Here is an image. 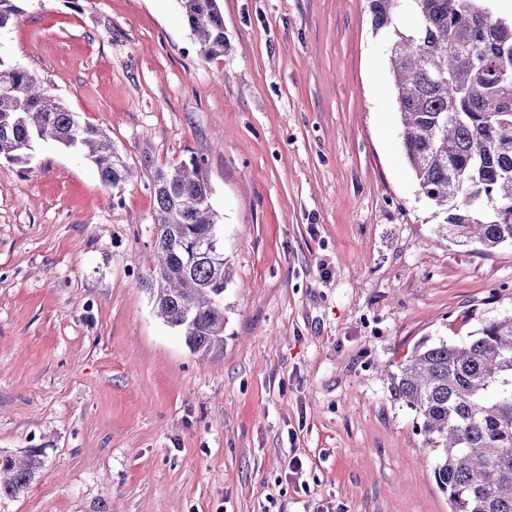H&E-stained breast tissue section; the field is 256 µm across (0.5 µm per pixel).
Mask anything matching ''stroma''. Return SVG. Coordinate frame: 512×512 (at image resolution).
I'll return each instance as SVG.
<instances>
[{"label":"stroma","instance_id":"obj_1","mask_svg":"<svg viewBox=\"0 0 512 512\" xmlns=\"http://www.w3.org/2000/svg\"><path fill=\"white\" fill-rule=\"evenodd\" d=\"M221 6L212 59L177 0H24L0 33L136 172L116 197L75 149L0 159V453L43 460L0 512H448L384 372L511 314L512 245L433 243L368 0ZM192 156L232 271L205 358L141 285L143 161Z\"/></svg>","mask_w":512,"mask_h":512}]
</instances>
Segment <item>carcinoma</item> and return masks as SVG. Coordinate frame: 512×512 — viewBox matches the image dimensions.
<instances>
[{
    "mask_svg": "<svg viewBox=\"0 0 512 512\" xmlns=\"http://www.w3.org/2000/svg\"><path fill=\"white\" fill-rule=\"evenodd\" d=\"M19 2L0 0V31L23 16ZM177 2L200 55H224L220 0ZM490 2L368 0L374 31L389 40L403 154L420 194L444 215L446 239L487 252L512 243V17L488 18ZM404 14L411 25H400ZM40 141L83 150L114 192L129 181L103 130L0 55V158L23 162ZM152 178L156 266L142 286L191 353L221 352L230 274L211 184L195 156ZM388 380L431 447L449 512H512V314L459 341L419 342ZM40 466L36 450L0 454V497L26 492Z\"/></svg>",
    "mask_w": 512,
    "mask_h": 512,
    "instance_id": "obj_1",
    "label": "carcinoma"
}]
</instances>
